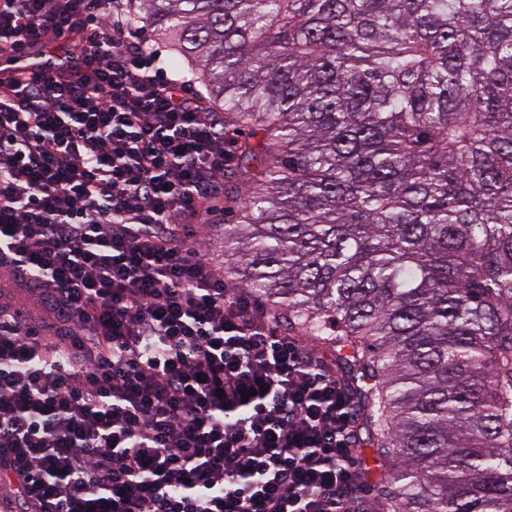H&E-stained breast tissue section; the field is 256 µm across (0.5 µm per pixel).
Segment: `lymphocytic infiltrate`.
I'll return each instance as SVG.
<instances>
[{
	"label": "lymphocytic infiltrate",
	"mask_w": 512,
	"mask_h": 512,
	"mask_svg": "<svg viewBox=\"0 0 512 512\" xmlns=\"http://www.w3.org/2000/svg\"><path fill=\"white\" fill-rule=\"evenodd\" d=\"M119 0H0L6 512H350L351 403L193 245L234 160Z\"/></svg>",
	"instance_id": "f902f5d3"
}]
</instances>
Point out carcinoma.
<instances>
[{
  "label": "carcinoma",
  "instance_id": "obj_1",
  "mask_svg": "<svg viewBox=\"0 0 512 512\" xmlns=\"http://www.w3.org/2000/svg\"><path fill=\"white\" fill-rule=\"evenodd\" d=\"M245 130L224 273L331 351L371 512H512V0H128Z\"/></svg>",
  "mask_w": 512,
  "mask_h": 512
}]
</instances>
